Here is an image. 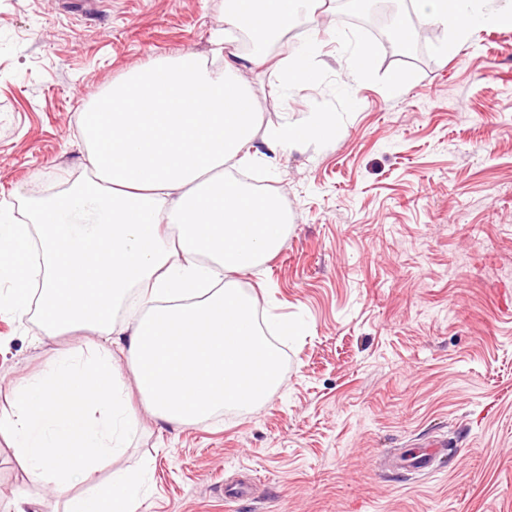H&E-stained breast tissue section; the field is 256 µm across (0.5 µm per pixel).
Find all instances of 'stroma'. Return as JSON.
<instances>
[{"label":"stroma","instance_id":"stroma-1","mask_svg":"<svg viewBox=\"0 0 512 512\" xmlns=\"http://www.w3.org/2000/svg\"><path fill=\"white\" fill-rule=\"evenodd\" d=\"M396 2L425 31L411 60L332 0L268 48L286 60L317 39L320 84L291 94L269 69L247 73L262 128L336 115L335 138L241 169L288 218L280 250L235 276L282 383L186 426L132 397L106 470L149 467L138 512H512V29L444 54L447 28ZM223 27L224 0H0V215L24 220L29 201L86 177L78 118L113 82L209 54ZM356 43L373 55L358 82ZM285 321L303 335H279ZM88 338L48 340L37 315L0 309V411L52 351ZM432 437L450 448L432 472L396 466ZM251 474L252 496L230 500ZM18 490L59 512L0 437V512Z\"/></svg>","mask_w":512,"mask_h":512}]
</instances>
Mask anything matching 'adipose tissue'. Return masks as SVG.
Returning <instances> with one entry per match:
<instances>
[{"label": "adipose tissue", "mask_w": 512, "mask_h": 512, "mask_svg": "<svg viewBox=\"0 0 512 512\" xmlns=\"http://www.w3.org/2000/svg\"><path fill=\"white\" fill-rule=\"evenodd\" d=\"M322 3L224 0L228 30L212 39L223 66L187 51L128 71L81 115L95 180L36 203L31 224L0 225L5 303L21 315L37 307L47 338L95 335L55 352L0 415L16 459L53 486L63 512H138L145 497L146 470L97 479L131 429L122 368L150 414L175 425L253 405L280 384L278 358L235 275L281 246L287 217L275 197L246 189L224 167L335 135L332 112L261 130L244 76L266 66L269 41L314 20ZM482 3L415 0L426 21L451 28L455 46L477 28H512V0L496 10ZM233 29L251 36L250 55L225 52ZM318 50L308 40L279 64L282 88L318 82ZM135 288L148 289L151 305L115 332L114 313Z\"/></svg>", "instance_id": "obj_1"}]
</instances>
